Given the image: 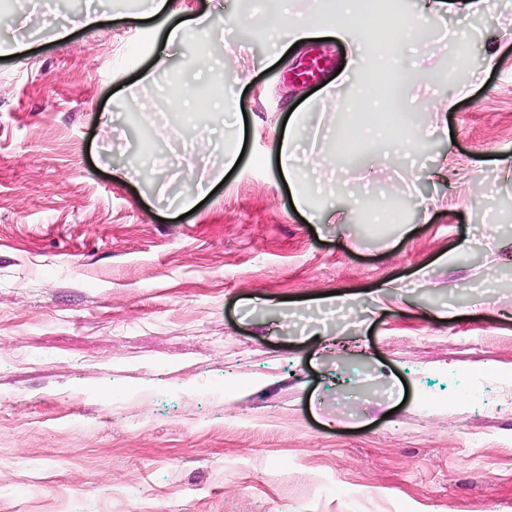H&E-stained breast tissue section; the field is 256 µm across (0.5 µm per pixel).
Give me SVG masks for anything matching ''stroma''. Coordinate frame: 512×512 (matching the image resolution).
<instances>
[{
	"label": "stroma",
	"mask_w": 512,
	"mask_h": 512,
	"mask_svg": "<svg viewBox=\"0 0 512 512\" xmlns=\"http://www.w3.org/2000/svg\"><path fill=\"white\" fill-rule=\"evenodd\" d=\"M144 9L110 0L62 36L17 0L0 14V39L30 36L0 60V512H512V0L490 19L436 0L431 41L398 49L432 110L405 111L413 151L370 142L340 170L320 101L366 80L379 42L280 58L260 0H172L217 39L158 70ZM203 52L224 76L200 86L233 81L246 122L173 110ZM291 110L322 162L312 206L341 182L381 223L291 208ZM329 292L355 314L290 324Z\"/></svg>",
	"instance_id": "stroma-1"
}]
</instances>
